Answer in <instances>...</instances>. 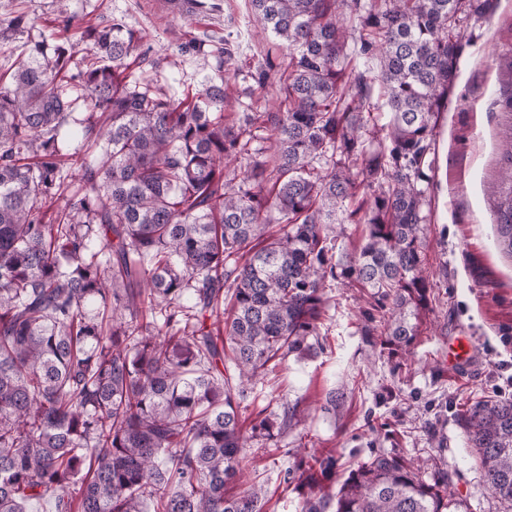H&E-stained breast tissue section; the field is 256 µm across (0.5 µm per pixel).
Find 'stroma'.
<instances>
[{"mask_svg":"<svg viewBox=\"0 0 512 512\" xmlns=\"http://www.w3.org/2000/svg\"><path fill=\"white\" fill-rule=\"evenodd\" d=\"M481 2L461 24L459 77L436 128L426 248L436 300L427 331L402 371H393L361 331L358 290L334 291L323 351L287 359L248 398L256 413H279L285 401L310 410L305 425L289 429L257 460L261 480L274 492L267 512L301 510L285 479L302 441L343 462L403 449L408 458L448 470L464 512H504L486 490L457 421L460 409L477 401L512 398V254L495 213L507 197L500 173L512 164V143L502 136L512 125V0ZM63 13L87 24L124 20L165 56L154 78L174 91L199 87L207 74L198 56L179 51L183 17L166 0H0L2 18L37 17L25 32L0 36V72L13 68L29 45L57 40L55 20ZM228 27L238 34L239 61L258 62L271 46L268 34L251 24L249 0H223L222 10L194 15L187 30L215 57L224 52ZM464 336L474 339L469 360L449 364V343ZM333 393L340 399L331 412Z\"/></svg>","mask_w":512,"mask_h":512,"instance_id":"35a3bbf8","label":"stroma"}]
</instances>
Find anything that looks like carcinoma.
<instances>
[{
	"label": "carcinoma",
	"instance_id": "obj_1",
	"mask_svg": "<svg viewBox=\"0 0 512 512\" xmlns=\"http://www.w3.org/2000/svg\"><path fill=\"white\" fill-rule=\"evenodd\" d=\"M250 2L288 53L245 71L229 30L224 69L179 97L131 69L164 58L117 18L65 16L69 37L0 73V512H264L249 447L309 409L249 415L247 391L322 347L328 290L364 289L363 334L393 369L420 343L436 125L473 0ZM351 40L376 73L349 66ZM501 181L512 252V165ZM347 224L365 236L338 259ZM460 423L512 507V399ZM298 448L301 512L461 508L448 471L400 451L341 472Z\"/></svg>",
	"mask_w": 512,
	"mask_h": 512
}]
</instances>
